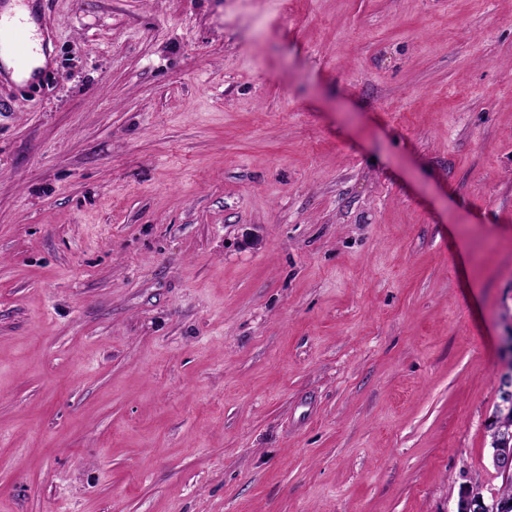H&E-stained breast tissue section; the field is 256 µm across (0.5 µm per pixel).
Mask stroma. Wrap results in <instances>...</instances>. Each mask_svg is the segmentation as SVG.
<instances>
[{"label":"stroma","instance_id":"stroma-1","mask_svg":"<svg viewBox=\"0 0 512 512\" xmlns=\"http://www.w3.org/2000/svg\"><path fill=\"white\" fill-rule=\"evenodd\" d=\"M0 69V512L497 493L512 0H30ZM27 22L22 17L13 16L3 22L0 16V40L7 36L12 44L16 57L21 59L29 58L36 52L35 36L27 27Z\"/></svg>","mask_w":512,"mask_h":512}]
</instances>
